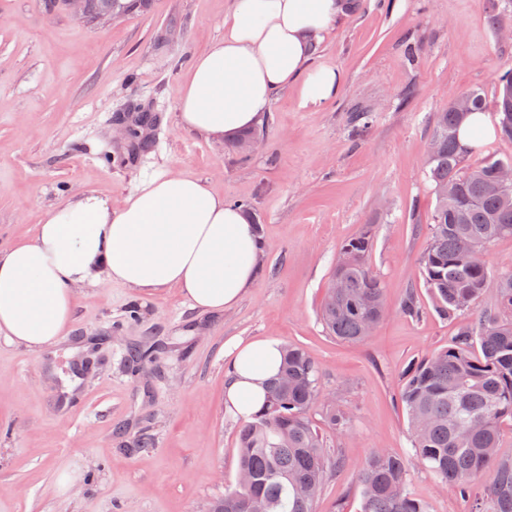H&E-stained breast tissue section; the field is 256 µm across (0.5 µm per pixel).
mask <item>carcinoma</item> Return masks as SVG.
<instances>
[{
  "instance_id": "obj_1",
  "label": "carcinoma",
  "mask_w": 512,
  "mask_h": 512,
  "mask_svg": "<svg viewBox=\"0 0 512 512\" xmlns=\"http://www.w3.org/2000/svg\"><path fill=\"white\" fill-rule=\"evenodd\" d=\"M148 0H87V16L113 9L128 14ZM471 110L492 108L502 139L512 141V72L503 74L492 101L469 91ZM465 114L448 106L436 113V150L427 158L435 194L429 244L420 260L422 275L445 320L475 308L488 289L493 303L461 324L448 347L418 363L407 375L400 400L407 413L415 459L460 496H474L470 512H512V458L498 455L501 422L512 420V271L491 275L482 259L488 244L512 238V190L495 192L501 160L467 163L457 132ZM452 183V197L438 195ZM376 232L364 224L339 249L334 274L352 290L326 294L320 321L345 342L366 339L386 311L382 281L369 267ZM480 346L482 355L473 354ZM321 397L318 369L300 346L283 347L281 374L270 382L265 406L238 434V469L249 482L215 499L210 512H315L325 480L336 466L323 435L309 417ZM409 462L374 451L358 467L361 512H429L427 501L408 487Z\"/></svg>"
}]
</instances>
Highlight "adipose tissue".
Returning <instances> with one entry per match:
<instances>
[{
  "label": "adipose tissue",
  "instance_id": "1",
  "mask_svg": "<svg viewBox=\"0 0 512 512\" xmlns=\"http://www.w3.org/2000/svg\"><path fill=\"white\" fill-rule=\"evenodd\" d=\"M346 0H233L224 36L196 57L178 96L180 126L216 141L262 125L279 92L305 106L335 98L343 74L311 58ZM261 258L247 216L188 171L152 178L120 209L93 192L51 207L34 237L0 249V336L37 352L71 323L75 289L108 280L176 287L191 309L221 313L254 287ZM278 338L224 344V408L247 420L279 371Z\"/></svg>",
  "mask_w": 512,
  "mask_h": 512
}]
</instances>
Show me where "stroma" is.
<instances>
[{
  "label": "stroma",
  "instance_id": "35a3bbf8",
  "mask_svg": "<svg viewBox=\"0 0 512 512\" xmlns=\"http://www.w3.org/2000/svg\"><path fill=\"white\" fill-rule=\"evenodd\" d=\"M512 0H359L321 46L343 73L336 98L272 102L244 153L184 130L178 88L224 34L231 0H149L121 19H80L63 0H0V246L34 236L47 210L85 191L120 208L143 182L181 168L247 203L261 271L234 308L192 310L179 289L85 285L66 336L35 353L0 338V512H205L236 486L242 425L224 410V343L275 337L306 349L321 403L309 415L340 458L316 512H360L356 466L373 450L411 458L429 512H467L420 463L399 399L410 370L446 347L420 257L435 197L426 157L436 112L457 94L493 95L512 39L487 5ZM386 313L348 343L319 320L337 251L359 227ZM414 294L421 313L399 309ZM158 344L132 371L131 346ZM346 412L337 432L327 407ZM70 475L60 489L61 475Z\"/></svg>",
  "mask_w": 512,
  "mask_h": 512
}]
</instances>
